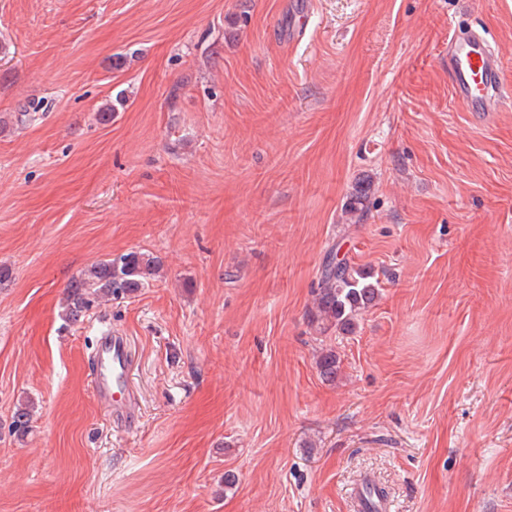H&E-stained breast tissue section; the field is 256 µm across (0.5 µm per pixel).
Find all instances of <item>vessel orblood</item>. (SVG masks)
Here are the masks:
<instances>
[{"label": "vessel or blood", "instance_id": "1", "mask_svg": "<svg viewBox=\"0 0 512 512\" xmlns=\"http://www.w3.org/2000/svg\"><path fill=\"white\" fill-rule=\"evenodd\" d=\"M448 75L454 97L469 111H496L499 62L485 31L452 34L448 40ZM129 372L127 337L114 332L101 334L94 347L88 385L98 400L111 404L114 420L125 424L132 421L137 406Z\"/></svg>", "mask_w": 512, "mask_h": 512}]
</instances>
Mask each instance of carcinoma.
<instances>
[{
    "label": "carcinoma",
    "instance_id": "carcinoma-1",
    "mask_svg": "<svg viewBox=\"0 0 512 512\" xmlns=\"http://www.w3.org/2000/svg\"><path fill=\"white\" fill-rule=\"evenodd\" d=\"M122 263L114 267V259L108 258L92 264L74 278L67 287L63 319L77 321L101 299H121L145 287L146 279L161 266L158 257L137 252L120 255ZM326 263L321 271L312 322L325 333L333 328L347 329L379 294L378 282H372L348 261L342 260L338 270H329ZM316 367L321 378L327 382L336 380L340 360L336 352L329 349L320 353ZM11 431L19 438L31 431V415L26 410L17 411L11 422Z\"/></svg>",
    "mask_w": 512,
    "mask_h": 512
}]
</instances>
